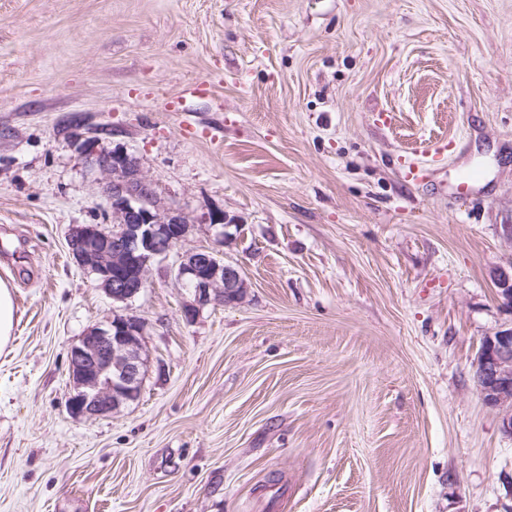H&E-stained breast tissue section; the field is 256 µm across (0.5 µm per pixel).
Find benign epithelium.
I'll return each mask as SVG.
<instances>
[{
    "label": "benign epithelium",
    "mask_w": 512,
    "mask_h": 512,
    "mask_svg": "<svg viewBox=\"0 0 512 512\" xmlns=\"http://www.w3.org/2000/svg\"><path fill=\"white\" fill-rule=\"evenodd\" d=\"M85 151L104 178L113 225H76L68 244L77 267L96 276L115 307L104 323L88 329L70 349L73 391L67 408L76 418L97 419L140 398L147 369L144 323L127 306L150 284L152 263L185 241L192 225L158 208L136 157L101 148L96 139L86 142ZM175 279L192 291L194 302L183 308L188 322L203 305L227 296L240 303L247 296L242 274L210 248L182 253ZM474 382L484 403L497 411L503 432L512 436V329L484 339Z\"/></svg>",
    "instance_id": "7a95c632"
}]
</instances>
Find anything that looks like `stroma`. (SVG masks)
<instances>
[{"label": "stroma", "mask_w": 512, "mask_h": 512, "mask_svg": "<svg viewBox=\"0 0 512 512\" xmlns=\"http://www.w3.org/2000/svg\"><path fill=\"white\" fill-rule=\"evenodd\" d=\"M101 128L250 288L189 323L154 262L141 398L88 420L69 351L112 300L67 238L112 221ZM510 269L512 0H0V512H512L473 383ZM15 322L16 307L11 286L7 280L0 278V354L11 345Z\"/></svg>", "instance_id": "35a3bbf8"}]
</instances>
